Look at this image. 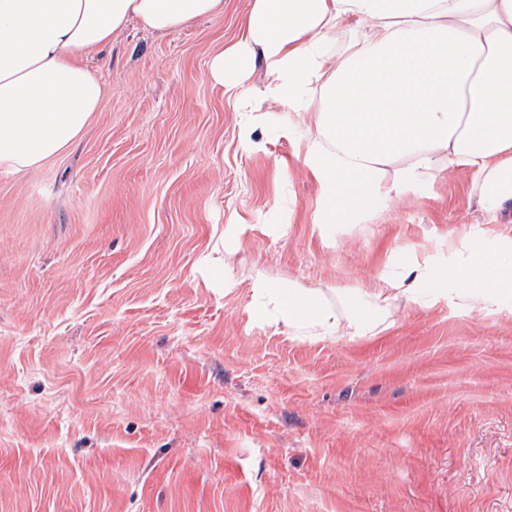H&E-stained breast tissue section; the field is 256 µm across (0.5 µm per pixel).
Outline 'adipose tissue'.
I'll return each mask as SVG.
<instances>
[{
  "mask_svg": "<svg viewBox=\"0 0 512 512\" xmlns=\"http://www.w3.org/2000/svg\"><path fill=\"white\" fill-rule=\"evenodd\" d=\"M223 10L224 0H0V172L40 167L83 131L107 92L86 60L130 22L167 35ZM343 25L353 37L338 54L330 44ZM209 75L241 115L242 151L258 146L253 100L310 115L303 149L321 189L319 230L365 217L442 159L474 171L492 223H512V0H253L240 39L213 55ZM491 250L512 253V237L470 242L466 263L445 271L486 308L512 286L511 266L487 263ZM410 274L409 285L362 297L374 323L295 285L254 290L292 335L335 342L381 330L397 295L418 303L420 284L437 277L423 259Z\"/></svg>",
  "mask_w": 512,
  "mask_h": 512,
  "instance_id": "obj_1",
  "label": "adipose tissue"
}]
</instances>
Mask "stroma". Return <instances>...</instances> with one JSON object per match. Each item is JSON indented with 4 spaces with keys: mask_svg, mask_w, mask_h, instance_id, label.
Listing matches in <instances>:
<instances>
[{
    "mask_svg": "<svg viewBox=\"0 0 512 512\" xmlns=\"http://www.w3.org/2000/svg\"><path fill=\"white\" fill-rule=\"evenodd\" d=\"M250 7L113 37L87 127L0 173V512H512V295L480 311L443 279L333 343L253 291L332 302L512 224L460 166L320 233L285 109L254 105L263 147L244 153L208 76ZM233 217L252 229L227 245Z\"/></svg>",
    "mask_w": 512,
    "mask_h": 512,
    "instance_id": "stroma-1",
    "label": "stroma"
}]
</instances>
